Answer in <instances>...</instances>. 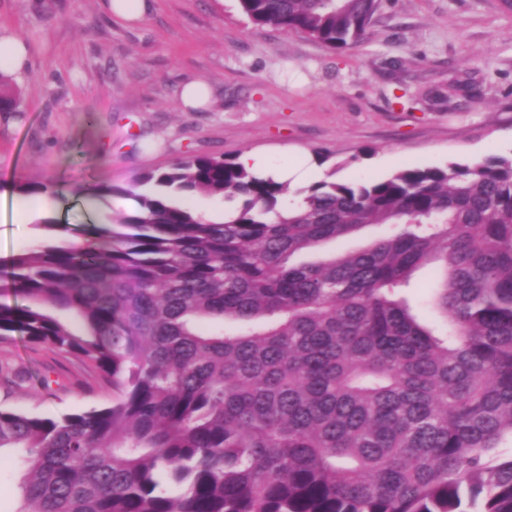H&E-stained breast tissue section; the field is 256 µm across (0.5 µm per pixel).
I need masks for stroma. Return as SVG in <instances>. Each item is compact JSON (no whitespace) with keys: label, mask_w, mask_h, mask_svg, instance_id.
Wrapping results in <instances>:
<instances>
[{"label":"stroma","mask_w":512,"mask_h":512,"mask_svg":"<svg viewBox=\"0 0 512 512\" xmlns=\"http://www.w3.org/2000/svg\"><path fill=\"white\" fill-rule=\"evenodd\" d=\"M151 4L129 25L100 0H0V26L33 47L19 111L0 112V264L38 244L46 218L71 240L94 224L123 231L136 177L193 155L253 151L274 167L307 164L312 183H351L512 154V13L499 0H384L367 42L340 54L253 25L239 0ZM454 78L474 97L425 109L421 96ZM189 79L211 86L208 110L183 108ZM23 182L55 190L25 195ZM93 183L113 191L90 207ZM440 276L420 268L403 292L431 326ZM0 362L31 372L39 392L0 387L2 408L59 417L112 400L92 368L46 346L2 342Z\"/></svg>","instance_id":"stroma-1"}]
</instances>
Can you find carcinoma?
Here are the masks:
<instances>
[{
  "instance_id": "carcinoma-1",
  "label": "carcinoma",
  "mask_w": 512,
  "mask_h": 512,
  "mask_svg": "<svg viewBox=\"0 0 512 512\" xmlns=\"http://www.w3.org/2000/svg\"><path fill=\"white\" fill-rule=\"evenodd\" d=\"M239 2L334 53L383 5ZM22 96L0 73V112ZM126 193L133 232L74 242L48 219L0 269V341L112 385L109 405L58 418L0 409V450L21 452L15 512H512V455L496 453L512 442V155L323 180L289 206L288 185L197 155ZM195 195L241 204L215 222L179 203ZM367 226L389 233L295 262ZM437 262L439 334L397 297Z\"/></svg>"
}]
</instances>
